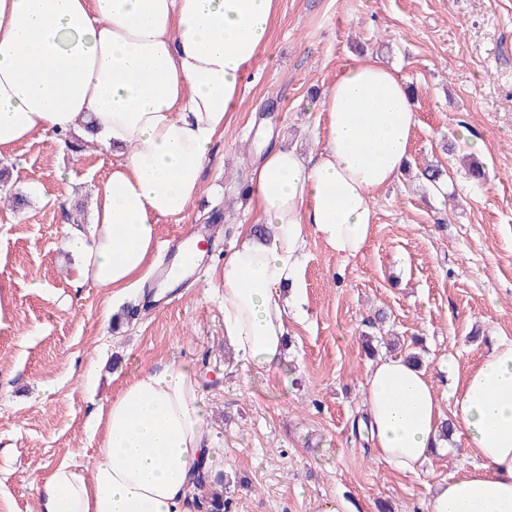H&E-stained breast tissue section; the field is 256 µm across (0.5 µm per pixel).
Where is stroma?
<instances>
[{
	"instance_id": "stroma-1",
	"label": "stroma",
	"mask_w": 512,
	"mask_h": 512,
	"mask_svg": "<svg viewBox=\"0 0 512 512\" xmlns=\"http://www.w3.org/2000/svg\"><path fill=\"white\" fill-rule=\"evenodd\" d=\"M362 52L415 91L409 168L379 194L362 253L342 259L308 237L306 313L288 321L291 345L275 369L243 367L224 343L207 270L254 221L245 203L261 126L272 142L316 151V98L337 64ZM20 152L0 168L12 191L35 182L41 193L23 210L0 208V512H36L34 477L95 454L91 413L141 368L173 361L199 373L233 512H319L336 497L352 512H424L427 485L480 466L461 432L416 473L377 457L357 430L371 364L361 338L375 335L380 312L387 330L419 338L447 414L467 372L512 339V0H277L205 191L159 224L163 240L208 224L217 237L204 270L167 296L151 278L117 298L76 280L64 227L92 224L111 153H76L47 135ZM474 160L487 172L480 185L464 167ZM429 165L447 171V200L416 178Z\"/></svg>"
}]
</instances>
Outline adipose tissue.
Masks as SVG:
<instances>
[{
    "label": "adipose tissue",
    "mask_w": 512,
    "mask_h": 512,
    "mask_svg": "<svg viewBox=\"0 0 512 512\" xmlns=\"http://www.w3.org/2000/svg\"><path fill=\"white\" fill-rule=\"evenodd\" d=\"M277 0H0V158L34 134L82 135L115 160L95 192L90 233L66 227L78 280L120 295L154 266L158 224L203 191L215 139L242 102ZM322 146L280 143L253 163L243 227L224 256V341L239 361L279 364L303 306L308 236L339 258L370 238L377 194L401 176L416 122L394 71L364 55L339 65L317 104ZM374 449L415 473L441 446L445 417L424 370L388 357L365 374ZM193 368L142 370L94 416L100 446L79 471L36 482L39 512H191L190 482L215 472ZM480 468L429 487L425 512H512V340L464 380L451 414Z\"/></svg>",
    "instance_id": "ef3b65f1"
}]
</instances>
